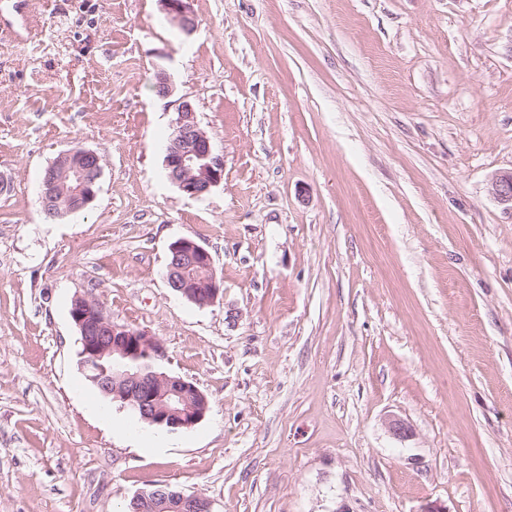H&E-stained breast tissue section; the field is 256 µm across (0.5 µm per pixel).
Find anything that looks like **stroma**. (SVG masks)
<instances>
[{
  "label": "stroma",
  "instance_id": "35a3bbf8",
  "mask_svg": "<svg viewBox=\"0 0 512 512\" xmlns=\"http://www.w3.org/2000/svg\"><path fill=\"white\" fill-rule=\"evenodd\" d=\"M0 0V512H512V0ZM171 96L154 89L158 72ZM224 160L170 182L181 100ZM94 202L39 194L74 145ZM223 293L168 288L171 242ZM210 409L140 421L84 377L73 300ZM407 422L400 440L388 421ZM165 13L180 29L191 33L197 26L193 0H160ZM101 159L96 152L81 148L59 155L50 165L41 182L39 203L45 215L51 218L62 213L87 208L96 198L93 187L102 175ZM89 170L96 173L90 179ZM165 279L169 288L200 307L214 305L223 293L210 252L186 238L169 245ZM151 512H213L211 501L199 494L163 490L154 496Z\"/></svg>",
  "mask_w": 512,
  "mask_h": 512
}]
</instances>
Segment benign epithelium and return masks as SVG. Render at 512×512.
<instances>
[{"instance_id":"obj_1","label":"benign epithelium","mask_w":512,"mask_h":512,"mask_svg":"<svg viewBox=\"0 0 512 512\" xmlns=\"http://www.w3.org/2000/svg\"><path fill=\"white\" fill-rule=\"evenodd\" d=\"M165 13L180 29L196 26L193 0H160ZM169 180L184 195L202 198L224 178V160L217 154L194 117L191 102L178 104L177 118L165 149ZM102 175L101 159L90 149L59 155L41 182L39 203L51 218L87 208L96 198L94 186ZM492 194L512 207V172L497 176ZM166 282L174 292L199 307L216 303L223 293L212 255L197 242L181 238L169 245ZM71 318L81 334V366L93 372L91 379L114 400L136 413L150 426L177 430L200 423L209 401L194 383L169 376L147 365L137 371L128 361L141 356L156 359L162 347L144 331L112 323L100 303L89 295L75 298ZM152 512H213L211 501L199 494L166 491L154 496Z\"/></svg>"}]
</instances>
